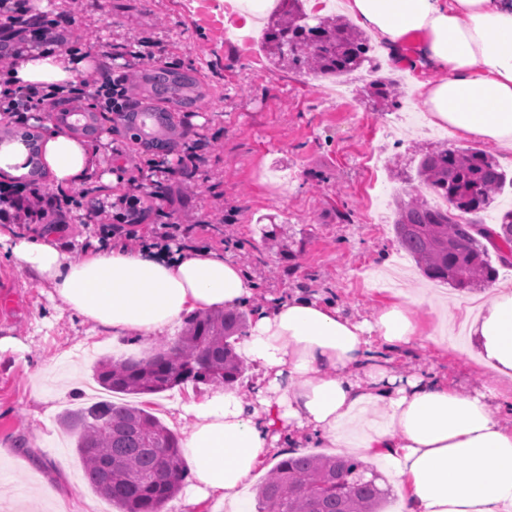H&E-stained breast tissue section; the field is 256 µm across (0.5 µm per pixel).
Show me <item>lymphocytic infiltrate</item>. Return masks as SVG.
<instances>
[{
  "instance_id": "1",
  "label": "lymphocytic infiltrate",
  "mask_w": 512,
  "mask_h": 512,
  "mask_svg": "<svg viewBox=\"0 0 512 512\" xmlns=\"http://www.w3.org/2000/svg\"><path fill=\"white\" fill-rule=\"evenodd\" d=\"M69 7L53 15L34 14L28 0H0V113L16 120H26L33 112H51L62 104L75 105L92 99L96 111L113 117L123 115L137 103L138 70L156 63L162 53L159 45L143 42L131 51V60L122 71L111 69L106 59H99L79 85L64 89L54 85L16 86L11 76L20 61L33 50L75 52L77 41L71 30V12L82 0H67ZM169 209L168 223L158 225L151 237H143L128 228L124 218L105 225L106 235L117 238L124 250H167L178 236L189 233L196 218L172 208V196H165ZM81 195L28 192L0 194V218L21 224H56L61 216L82 208Z\"/></svg>"
}]
</instances>
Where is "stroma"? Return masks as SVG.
<instances>
[{
	"label": "stroma",
	"instance_id": "obj_1",
	"mask_svg": "<svg viewBox=\"0 0 512 512\" xmlns=\"http://www.w3.org/2000/svg\"><path fill=\"white\" fill-rule=\"evenodd\" d=\"M226 7V0H85L75 25L83 53L111 46L113 69L128 63L130 44L147 39L160 44L167 66L193 69L205 85L206 96L192 111L174 115L177 124L217 142L175 186L200 219L178 247L235 258L257 284L247 305L252 312L304 288L369 320L402 302L404 291L426 289L429 302L411 306V314L424 334L451 324L448 345L387 352L391 368L465 392L480 388L486 377L462 329L477 292L429 281L409 258L400 287H387L380 276L399 247L394 196L416 185L423 154L453 146V139L428 124L421 101L386 111L365 99V67L350 75L344 98L325 99L316 75L276 69L267 56L225 40ZM90 143L99 154L98 227L111 223L113 201L134 194L126 170L142 165L144 155L105 120ZM219 202L230 224L207 223ZM9 251L0 244V338L13 341L0 352V512H23L30 490L43 483L56 491L55 512H118L85 480L59 418L87 404L97 357L147 356L173 346L179 332L112 340L59 308L52 288L20 270ZM440 298L448 305L443 314ZM208 392L204 385L174 389L146 396L145 403L182 437L187 424L177 421L174 407Z\"/></svg>",
	"mask_w": 512,
	"mask_h": 512
}]
</instances>
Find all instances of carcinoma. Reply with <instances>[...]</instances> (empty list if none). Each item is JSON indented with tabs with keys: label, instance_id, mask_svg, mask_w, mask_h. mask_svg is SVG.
<instances>
[{
	"label": "carcinoma",
	"instance_id": "carcinoma-1",
	"mask_svg": "<svg viewBox=\"0 0 512 512\" xmlns=\"http://www.w3.org/2000/svg\"><path fill=\"white\" fill-rule=\"evenodd\" d=\"M276 65L314 72L324 78L348 75L368 61V38L346 19L310 22L303 0H281L275 20L263 38ZM374 63L369 84L387 108L401 102L393 79L380 75ZM205 96L191 69L162 66L141 77L139 110L123 126L134 140L162 149L183 139L170 113L151 105L161 100L187 112ZM419 183L447 201L430 205L415 188L395 203L393 229L401 248L426 277L459 291L492 284L497 275L489 248L479 239L482 222L473 216L492 208L505 187L512 188L496 161L482 151L446 148L423 155L417 166ZM501 234L495 255L512 267V210L500 217ZM247 326L246 313L232 309L194 314L170 348L142 361L99 360L95 378L106 391L119 395L160 394L192 385L235 387L244 367L235 352ZM75 438L85 478L120 512H165L188 477L179 438L145 405L101 400L60 418ZM365 478L362 462L352 457L297 455L283 457L259 486L258 512H383L388 491Z\"/></svg>",
	"mask_w": 512,
	"mask_h": 512
}]
</instances>
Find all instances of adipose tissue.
Returning <instances> with one entry per match:
<instances>
[{
	"instance_id": "1",
	"label": "adipose tissue",
	"mask_w": 512,
	"mask_h": 512,
	"mask_svg": "<svg viewBox=\"0 0 512 512\" xmlns=\"http://www.w3.org/2000/svg\"><path fill=\"white\" fill-rule=\"evenodd\" d=\"M399 66L437 71L415 89L429 123L465 143H487L512 161V0H345ZM82 55L31 52L18 84L67 86L87 71ZM44 157L56 185L79 186L96 168L89 144L49 132ZM15 264L48 285L62 308L120 337L155 336L194 311L246 305L255 282L233 259L203 248L169 255L105 245L74 256L54 232L13 243ZM488 379L467 394L423 374L393 373L373 351L435 342L406 306L358 320L312 293L296 292L256 312L241 355L262 376L252 401L230 387L184 404L183 455L193 482L186 504L200 512H255L247 491L264 458L285 440L362 457L380 453L402 512H512V284L496 283L466 320Z\"/></svg>"
}]
</instances>
